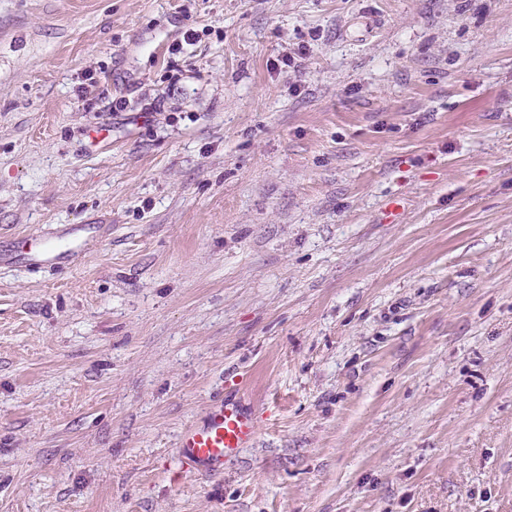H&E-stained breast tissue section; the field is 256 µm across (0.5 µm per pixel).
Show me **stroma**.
I'll use <instances>...</instances> for the list:
<instances>
[{
	"instance_id": "1",
	"label": "stroma",
	"mask_w": 512,
	"mask_h": 512,
	"mask_svg": "<svg viewBox=\"0 0 512 512\" xmlns=\"http://www.w3.org/2000/svg\"><path fill=\"white\" fill-rule=\"evenodd\" d=\"M68 224L0 265V512H512V0H0V250ZM78 226L62 229L58 236L65 238L67 245L65 249H58L40 237L18 239L15 246V253L23 254L32 264H45L57 260L72 261L77 259L83 252L85 239L79 233L90 229H101L99 224H77ZM254 409L240 389L206 406L202 416L185 426L178 437V460L185 476L217 473L234 462L257 439Z\"/></svg>"
}]
</instances>
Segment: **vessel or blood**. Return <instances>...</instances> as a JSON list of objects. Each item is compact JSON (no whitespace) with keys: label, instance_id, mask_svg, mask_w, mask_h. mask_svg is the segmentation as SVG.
Here are the masks:
<instances>
[{"label":"vessel or blood","instance_id":"b4317fda","mask_svg":"<svg viewBox=\"0 0 512 512\" xmlns=\"http://www.w3.org/2000/svg\"><path fill=\"white\" fill-rule=\"evenodd\" d=\"M67 245L59 249L42 238H22L15 250L34 264L57 260L72 261L83 252L85 240L79 227L60 230ZM258 435L254 409L246 404L239 390L225 392L223 398L206 406L202 416L185 426L178 437V460L186 476L217 473L234 462Z\"/></svg>","mask_w":512,"mask_h":512}]
</instances>
